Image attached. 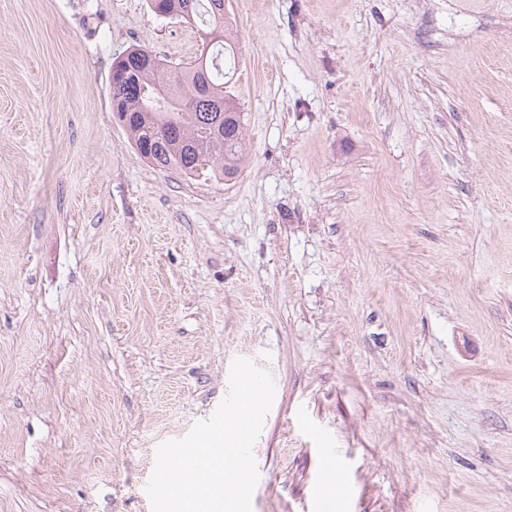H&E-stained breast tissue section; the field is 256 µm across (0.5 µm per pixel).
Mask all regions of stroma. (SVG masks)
Segmentation results:
<instances>
[{
  "mask_svg": "<svg viewBox=\"0 0 512 512\" xmlns=\"http://www.w3.org/2000/svg\"><path fill=\"white\" fill-rule=\"evenodd\" d=\"M226 8L230 181L112 112L116 57L196 27L0 0V512H151L238 357L276 389L253 512H512V0Z\"/></svg>",
  "mask_w": 512,
  "mask_h": 512,
  "instance_id": "stroma-1",
  "label": "stroma"
}]
</instances>
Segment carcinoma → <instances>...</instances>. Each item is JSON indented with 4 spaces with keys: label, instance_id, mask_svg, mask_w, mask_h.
<instances>
[{
    "label": "carcinoma",
    "instance_id": "carcinoma-1",
    "mask_svg": "<svg viewBox=\"0 0 512 512\" xmlns=\"http://www.w3.org/2000/svg\"><path fill=\"white\" fill-rule=\"evenodd\" d=\"M158 16L192 8L184 23L204 33L218 32L206 59L181 66L159 59L132 65L115 85L116 117L141 155L153 166L187 176L228 181L246 156L244 115L226 91L227 61L235 57L224 0H148Z\"/></svg>",
    "mask_w": 512,
    "mask_h": 512
}]
</instances>
